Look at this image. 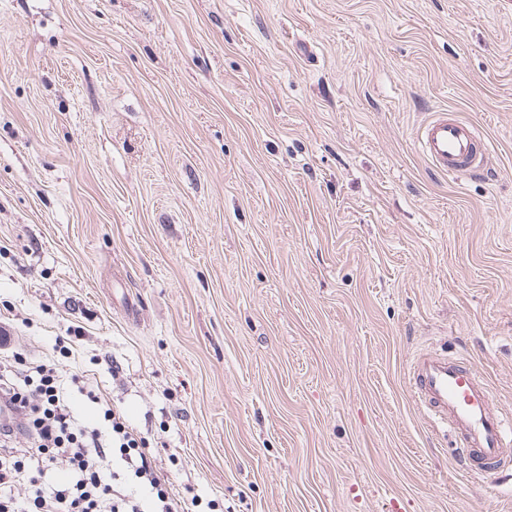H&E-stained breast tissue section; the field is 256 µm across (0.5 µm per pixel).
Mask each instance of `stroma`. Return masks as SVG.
<instances>
[{
	"label": "stroma",
	"instance_id": "stroma-1",
	"mask_svg": "<svg viewBox=\"0 0 512 512\" xmlns=\"http://www.w3.org/2000/svg\"><path fill=\"white\" fill-rule=\"evenodd\" d=\"M447 109L487 177L418 150ZM195 512H512L409 366L512 414L505 0H0V328Z\"/></svg>",
	"mask_w": 512,
	"mask_h": 512
}]
</instances>
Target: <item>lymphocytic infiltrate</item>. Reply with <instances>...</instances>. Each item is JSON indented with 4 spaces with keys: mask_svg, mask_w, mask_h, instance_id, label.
Listing matches in <instances>:
<instances>
[{
    "mask_svg": "<svg viewBox=\"0 0 512 512\" xmlns=\"http://www.w3.org/2000/svg\"><path fill=\"white\" fill-rule=\"evenodd\" d=\"M1 408L8 416L0 421V512H184L123 415L105 409L106 435L79 420L60 362L1 357Z\"/></svg>",
    "mask_w": 512,
    "mask_h": 512,
    "instance_id": "1",
    "label": "lymphocytic infiltrate"
}]
</instances>
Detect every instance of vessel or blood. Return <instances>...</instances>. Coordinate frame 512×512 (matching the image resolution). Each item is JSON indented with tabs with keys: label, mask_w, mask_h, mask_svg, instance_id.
<instances>
[{
	"label": "vessel or blood",
	"mask_w": 512,
	"mask_h": 512,
	"mask_svg": "<svg viewBox=\"0 0 512 512\" xmlns=\"http://www.w3.org/2000/svg\"><path fill=\"white\" fill-rule=\"evenodd\" d=\"M418 148L434 169L446 175L477 178L489 171L488 142L472 123L445 109L422 123ZM408 381L417 404L456 436L464 466L477 459L484 470H496L512 455V416L494 409L488 383L470 364L424 353L413 362Z\"/></svg>",
	"instance_id": "b4317fda"
}]
</instances>
